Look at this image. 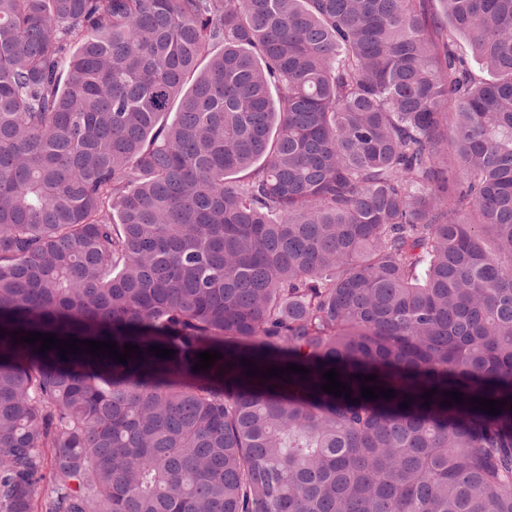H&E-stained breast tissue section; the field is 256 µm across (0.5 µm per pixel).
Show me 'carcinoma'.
I'll return each mask as SVG.
<instances>
[{
	"mask_svg": "<svg viewBox=\"0 0 512 512\" xmlns=\"http://www.w3.org/2000/svg\"><path fill=\"white\" fill-rule=\"evenodd\" d=\"M439 2L0 0V512H512V0Z\"/></svg>",
	"mask_w": 512,
	"mask_h": 512,
	"instance_id": "carcinoma-1",
	"label": "carcinoma"
}]
</instances>
